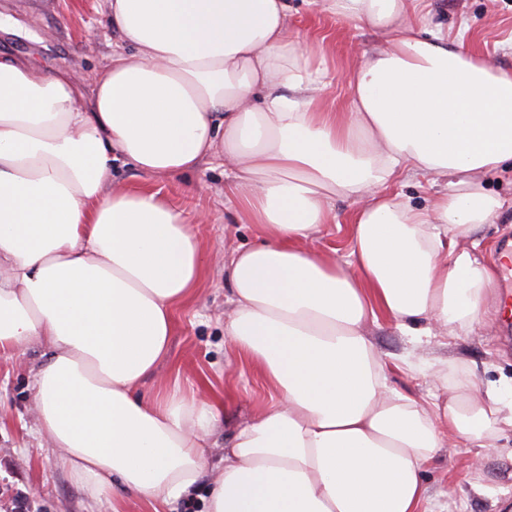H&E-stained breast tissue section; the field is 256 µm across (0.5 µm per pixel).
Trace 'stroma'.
Masks as SVG:
<instances>
[{"instance_id": "35a3bbf8", "label": "stroma", "mask_w": 512, "mask_h": 512, "mask_svg": "<svg viewBox=\"0 0 512 512\" xmlns=\"http://www.w3.org/2000/svg\"><path fill=\"white\" fill-rule=\"evenodd\" d=\"M292 7L289 32L303 45L323 50L326 66L340 75L324 92L327 103L349 111L351 95L342 75L357 56L380 45L382 35L312 11L305 0H293ZM420 8L449 36H462L468 47L493 64L512 68V0H421ZM117 44L105 0H0V54L44 72H71L84 90H91ZM224 180V165L217 161L204 162L181 178H148L122 164L113 170V184L159 193L187 217L200 212L209 217L193 230L212 260L194 297L175 313L167 359L139 388L147 398L177 388L188 395H206L222 407L208 440L206 474L195 492L174 504V512H205L210 483L234 430L276 399L252 361L224 334V320L232 309L224 258L238 246L255 243L258 235L255 225L231 223L224 206ZM335 208L336 223L316 235L311 246L337 249L342 260L348 253L353 209L342 200ZM500 303V295H493L490 315L448 346L438 337L415 344L383 321L368 323L365 333L392 366L391 386L428 402L444 392L432 367L450 357L468 362L478 385L512 379V320L498 316ZM42 352L34 346L23 355L0 356V512H88L82 489L36 430L31 375ZM407 356L426 362L425 371L400 370ZM472 457L453 435L444 436L440 457L424 475L431 502L446 506L447 512H512V479H502L485 494L475 493L469 477Z\"/></svg>"}]
</instances>
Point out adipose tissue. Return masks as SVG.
I'll return each instance as SVG.
<instances>
[{"label":"adipose tissue","instance_id":"obj_1","mask_svg":"<svg viewBox=\"0 0 512 512\" xmlns=\"http://www.w3.org/2000/svg\"><path fill=\"white\" fill-rule=\"evenodd\" d=\"M417 2L307 0L385 37L345 76L348 112L325 106L332 76L289 36V0H107L123 49L89 95L0 56V353L46 347L38 432L91 504L116 481L154 512L190 495L219 418L136 395L206 257L183 211L111 188L119 162L173 178L224 159L235 219L259 231L224 266V333L278 399L235 430L207 512H421L444 434L483 452L512 433V382L478 389L451 358L427 404L364 334L384 318L457 339L496 285L466 241L507 207L478 176L512 162V69L420 30ZM409 175L441 185L432 208L388 193ZM339 199L356 206L343 264L308 246Z\"/></svg>","mask_w":512,"mask_h":512}]
</instances>
